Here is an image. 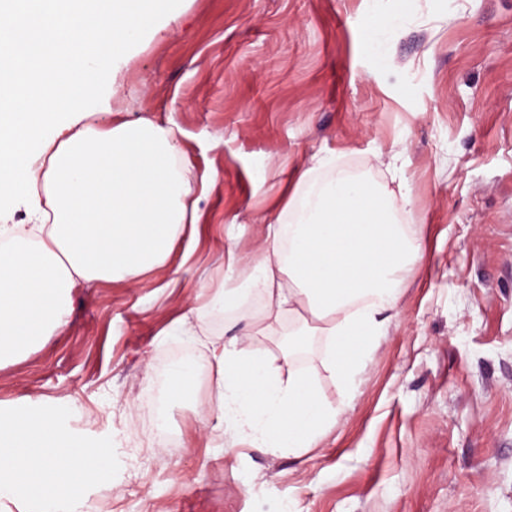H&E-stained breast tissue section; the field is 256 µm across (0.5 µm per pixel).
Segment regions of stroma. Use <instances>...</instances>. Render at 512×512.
Wrapping results in <instances>:
<instances>
[{"mask_svg": "<svg viewBox=\"0 0 512 512\" xmlns=\"http://www.w3.org/2000/svg\"><path fill=\"white\" fill-rule=\"evenodd\" d=\"M185 8L117 82L136 115L181 128L197 231L138 281L75 292L67 324L0 369V406H66L69 428L112 438L120 470L84 512H512V0ZM372 14L396 20L378 52ZM323 150L390 191L408 183L400 219L424 250L352 392L325 337L291 362L279 337L259 340L281 373H312L341 419L300 455L238 445L190 411L214 387L203 373L153 439L174 355L244 325L219 311L195 335L169 328L217 287L228 251H258L263 219ZM379 152L395 166H374Z\"/></svg>", "mask_w": 512, "mask_h": 512, "instance_id": "1", "label": "stroma"}]
</instances>
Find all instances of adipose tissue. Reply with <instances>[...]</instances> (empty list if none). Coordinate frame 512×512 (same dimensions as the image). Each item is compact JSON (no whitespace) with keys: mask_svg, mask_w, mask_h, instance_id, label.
<instances>
[{"mask_svg":"<svg viewBox=\"0 0 512 512\" xmlns=\"http://www.w3.org/2000/svg\"><path fill=\"white\" fill-rule=\"evenodd\" d=\"M183 0H0V200L33 221L0 225V368L62 327L77 288L127 281L164 265L198 222L179 128L141 116L101 128L91 104L145 35L182 17ZM49 137H42V130ZM314 155L246 267L230 262L224 286L191 314L248 317L251 292L266 298L238 336L204 341L215 372L193 415L204 429L275 451L318 447L338 409L312 382L282 375L258 337H329L330 369L350 384L397 315L399 286L421 259L399 225L394 199Z\"/></svg>","mask_w":512,"mask_h":512,"instance_id":"adipose-tissue-1","label":"adipose tissue"}]
</instances>
